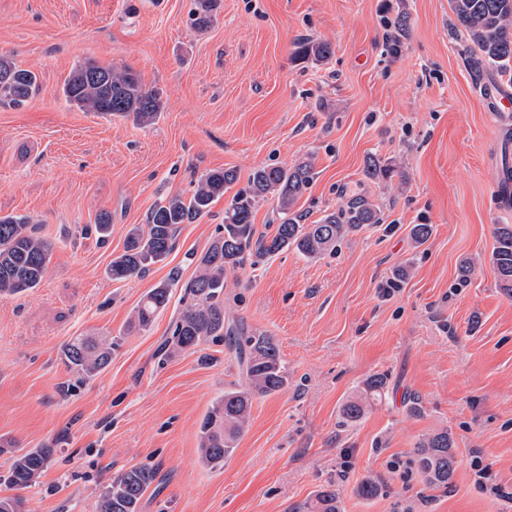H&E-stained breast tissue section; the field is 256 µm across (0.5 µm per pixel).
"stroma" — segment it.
Wrapping results in <instances>:
<instances>
[{
  "instance_id": "1",
  "label": "stroma",
  "mask_w": 512,
  "mask_h": 512,
  "mask_svg": "<svg viewBox=\"0 0 512 512\" xmlns=\"http://www.w3.org/2000/svg\"><path fill=\"white\" fill-rule=\"evenodd\" d=\"M197 0H0V56L34 71L20 108L0 101V216L27 215L54 244L43 282L0 297V475L17 455L51 447L26 512H98L112 478L145 466L157 478L139 512H300L333 487L341 512H512V296L492 265L497 225L512 224V112L491 109L467 69L469 43L450 0H218L194 28ZM407 18L399 57L385 52ZM329 42L323 63L300 39ZM93 60L129 68L165 108L143 127L80 110L62 87ZM394 166L366 179L368 156ZM314 165L293 211L317 223L356 194L380 223L309 259L288 249L228 273L225 320L273 337L288 373L254 400L223 467L200 458V425L241 368L223 341L166 356L161 346L191 298L192 254L221 234L228 198L182 225L167 258L115 281L106 269L153 206L190 198L208 170ZM111 233L92 230L102 213ZM431 236L415 242L414 225ZM475 270L460 279L462 261ZM407 280L395 282L398 267ZM171 282L150 327L140 299ZM392 284L390 294L381 287ZM118 338L111 364L85 378L65 346ZM383 377L358 420L342 409ZM421 411L410 414L408 396ZM455 441L448 486L428 484L417 443ZM379 494L359 495L367 477Z\"/></svg>"
}]
</instances>
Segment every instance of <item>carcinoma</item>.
<instances>
[{"instance_id": "carcinoma-1", "label": "carcinoma", "mask_w": 512, "mask_h": 512, "mask_svg": "<svg viewBox=\"0 0 512 512\" xmlns=\"http://www.w3.org/2000/svg\"><path fill=\"white\" fill-rule=\"evenodd\" d=\"M214 0H200L192 14V24L200 29L212 21ZM458 24L472 43L466 63L472 74L506 75L512 72V0H451ZM395 33L386 51L396 57L402 52L406 17L394 22ZM298 56L322 63L332 54L324 41L305 38L299 42ZM38 88L37 76L0 57V99L15 107L23 106ZM66 99L85 112L132 118L141 126L154 124L164 103L160 93L147 88L139 74L124 68L101 66L93 60L75 68L63 86ZM394 167L370 156L365 176L373 181L393 177ZM313 178L312 163L305 159L291 167L259 166L248 177L247 188L233 194L224 210V234L216 238L197 258V274L186 288L192 296L177 319L172 336L165 344L172 356L196 348L207 338L224 340L235 352L246 375V386L227 389L204 417L200 426V454L211 468L224 466L236 449L239 436L248 425L253 400L276 394L288 384L277 344L270 336L238 335L236 328L224 325V285L226 275L243 267L247 260L262 259L292 248L308 258H316L335 246L336 240L365 225L380 223V210L367 196L350 197L338 211L325 215L316 224H301L292 209ZM238 181L234 169H214L202 175L186 201L173 196L156 204L148 222L130 229L123 252L114 257L107 274L123 281L163 261L172 251L183 224H191L210 211ZM272 197L277 200L280 224L272 234L257 233L256 206ZM54 244L38 235L26 216L0 217V296L37 287L44 279ZM492 263L498 287L512 295V225L500 224ZM170 284L160 283L138 303L133 323L147 328L169 300ZM118 340L78 339L63 350L65 362L77 372L91 377L109 366ZM384 379L371 378L365 395L346 403L343 415L353 421L361 418L366 402L382 397ZM52 450L37 448L15 457L4 480L22 490L34 485L47 467ZM418 470L435 486L450 483L456 469L454 439L441 430L422 439L415 448ZM153 470L132 468L112 478L100 497L99 512H139L140 501L155 480ZM310 512H340L339 496L329 488L316 494Z\"/></svg>"}]
</instances>
